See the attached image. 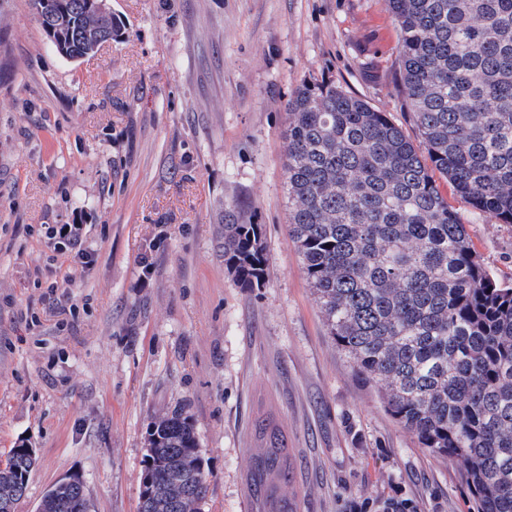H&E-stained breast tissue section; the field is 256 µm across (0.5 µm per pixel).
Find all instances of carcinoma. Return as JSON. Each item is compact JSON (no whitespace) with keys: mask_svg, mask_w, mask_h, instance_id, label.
Instances as JSON below:
<instances>
[{"mask_svg":"<svg viewBox=\"0 0 512 512\" xmlns=\"http://www.w3.org/2000/svg\"><path fill=\"white\" fill-rule=\"evenodd\" d=\"M87 2L53 0L73 57L87 49ZM388 3L424 149L335 82H302L288 100L289 235L337 348L385 410L420 447L465 462L473 512H512V281L484 266L434 178L512 224V0ZM221 237L240 287L263 286V225L230 208ZM256 431V512H294L277 496L285 437L267 418ZM156 435L169 465L198 447L182 412Z\"/></svg>","mask_w":512,"mask_h":512,"instance_id":"cac0c4a2","label":"carcinoma"}]
</instances>
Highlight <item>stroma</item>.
Masks as SVG:
<instances>
[{
	"instance_id": "stroma-1",
	"label": "stroma",
	"mask_w": 512,
	"mask_h": 512,
	"mask_svg": "<svg viewBox=\"0 0 512 512\" xmlns=\"http://www.w3.org/2000/svg\"><path fill=\"white\" fill-rule=\"evenodd\" d=\"M118 36L70 61L32 0H0V459L37 462L16 512L76 475L91 512H137L149 423L191 415L203 512H252L257 419L286 437L296 512H470L337 349L288 233V100L326 78L416 130L387 0H109ZM440 189L484 265L512 226ZM262 224L267 277L240 287L225 209ZM80 224L84 265L41 238ZM66 313L45 300L51 282Z\"/></svg>"
}]
</instances>
